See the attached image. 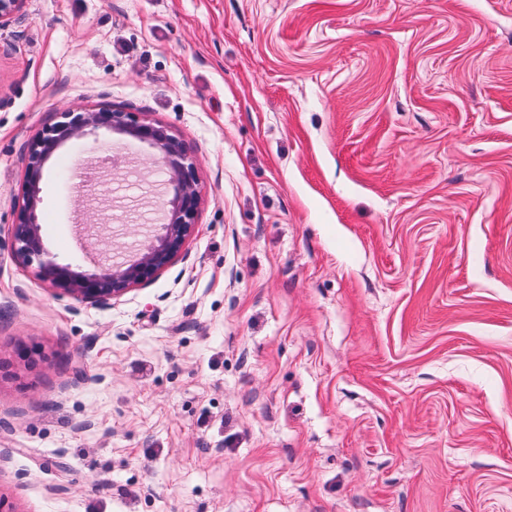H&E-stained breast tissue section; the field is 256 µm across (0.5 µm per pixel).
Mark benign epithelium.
<instances>
[{
  "instance_id": "obj_1",
  "label": "benign epithelium",
  "mask_w": 512,
  "mask_h": 512,
  "mask_svg": "<svg viewBox=\"0 0 512 512\" xmlns=\"http://www.w3.org/2000/svg\"><path fill=\"white\" fill-rule=\"evenodd\" d=\"M27 0H0V28L22 10ZM119 132L147 144L151 163L167 170L175 188L172 198L162 204L164 219L149 240L121 261L110 259L104 250L96 262L97 271H78L61 263L47 251L40 222L41 181L48 160L70 140L88 134ZM198 171L185 144L171 130L134 112L99 109L63 112L61 121L45 129L31 145L24 192L17 221L12 225L11 245L23 261L37 263L39 277L82 303L105 306L127 291L146 284L168 267L185 239L194 230L202 203Z\"/></svg>"
}]
</instances>
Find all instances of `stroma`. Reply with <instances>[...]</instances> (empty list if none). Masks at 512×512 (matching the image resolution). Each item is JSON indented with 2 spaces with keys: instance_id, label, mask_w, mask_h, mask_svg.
I'll return each instance as SVG.
<instances>
[{
  "instance_id": "obj_1",
  "label": "stroma",
  "mask_w": 512,
  "mask_h": 512,
  "mask_svg": "<svg viewBox=\"0 0 512 512\" xmlns=\"http://www.w3.org/2000/svg\"><path fill=\"white\" fill-rule=\"evenodd\" d=\"M79 107L167 125L202 194L106 306L8 243L32 141ZM150 156L64 145L48 252L141 239ZM0 512H512V0H27L0 29Z\"/></svg>"
}]
</instances>
